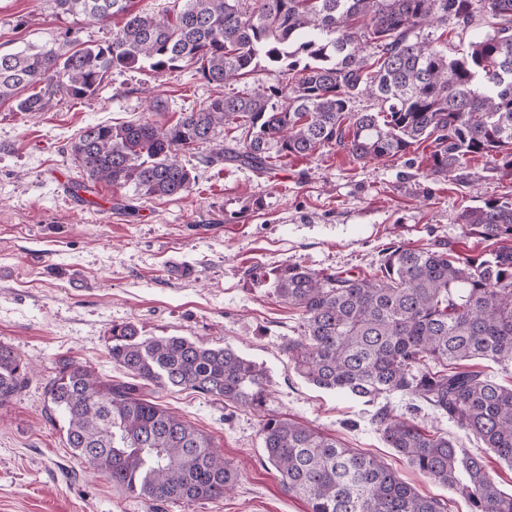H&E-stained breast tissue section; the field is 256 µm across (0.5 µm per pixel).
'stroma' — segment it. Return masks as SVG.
I'll return each mask as SVG.
<instances>
[{
  "instance_id": "1",
  "label": "stroma",
  "mask_w": 512,
  "mask_h": 512,
  "mask_svg": "<svg viewBox=\"0 0 512 512\" xmlns=\"http://www.w3.org/2000/svg\"><path fill=\"white\" fill-rule=\"evenodd\" d=\"M118 26L60 14L53 0H0L2 53L56 46L70 32L102 44ZM217 93L190 69L164 76L115 70L93 96H57L46 112L0 102V344L31 367L23 387L0 404V512H154L73 456L47 398L63 359L125 380L108 354L113 325L124 323L146 337L232 347L268 377L258 410L190 390L152 392L156 403L210 435L239 473L233 492L192 512H308L266 465L260 428L271 415L331 433L381 458L419 493L447 500L449 512H470L461 496L430 483L386 446L373 422L376 405L318 388L293 370L285 347L301 331L300 315L249 271L288 262L370 276L382 249L437 240L462 256L486 252L457 217L464 206L512 196V176L489 158L470 161L459 181L431 175L425 143L400 159L369 163L326 148L288 158L273 176L204 163L197 150L180 156L195 185L177 199H140L101 182L90 189L99 200L93 206L71 190L81 174L70 144L82 128L145 118L171 123ZM153 99L162 100V111H147ZM415 420L463 441L512 494V467L482 442L426 407Z\"/></svg>"
}]
</instances>
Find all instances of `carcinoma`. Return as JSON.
Segmentation results:
<instances>
[{"instance_id": "cac0c4a2", "label": "carcinoma", "mask_w": 512, "mask_h": 512, "mask_svg": "<svg viewBox=\"0 0 512 512\" xmlns=\"http://www.w3.org/2000/svg\"><path fill=\"white\" fill-rule=\"evenodd\" d=\"M54 2L63 14L118 17L122 25L104 44L70 36L58 47L0 53V101L21 112L47 111L58 95L92 96L113 70L190 68L227 87L262 60L288 76L218 95L172 124L87 126L70 151L88 182L131 188L142 199L180 198L195 177L178 155L203 145L210 164L231 161L271 175L284 159L326 147L371 162L401 158L427 140L435 175L454 176L475 155L512 175V0H173L159 14L134 10L131 0ZM480 16L493 20L491 30L456 56L443 49L442 36L420 37L450 17L467 28ZM362 94L376 110H352ZM458 223L493 249L470 257L442 243L394 244L373 277L288 262L249 275L269 279L274 295L299 311L301 334L285 352L301 377L365 403L407 396L512 465V387L474 364L512 365V197L466 206ZM108 351L136 383L103 381L65 359L48 387L74 456L151 505L224 498L235 469L207 435L142 389L193 390L260 407L262 367L231 347L145 337L132 323L112 326ZM26 376L20 356L0 345V404ZM374 422L388 447L465 497L471 512H512V494L499 489L481 457L387 407ZM261 435L267 464L309 512H448L447 501L418 494L382 460L314 427L271 416Z\"/></svg>"}]
</instances>
